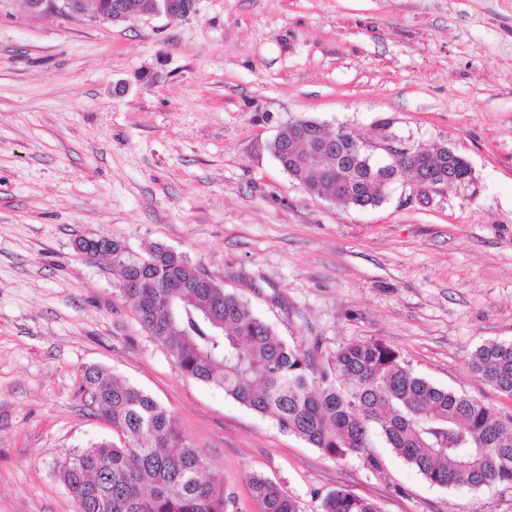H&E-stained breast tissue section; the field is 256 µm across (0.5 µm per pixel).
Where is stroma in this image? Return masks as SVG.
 <instances>
[{"label":"stroma","instance_id":"stroma-1","mask_svg":"<svg viewBox=\"0 0 512 512\" xmlns=\"http://www.w3.org/2000/svg\"><path fill=\"white\" fill-rule=\"evenodd\" d=\"M300 119L448 148L472 178L336 206L274 155ZM82 238L167 246L288 344L378 338L512 414L469 367L512 343V0H196L112 25L0 0V512H76L59 466L113 436L82 390L94 366L171 412L239 512L253 474L300 512L339 487L380 512H512V486L431 484L377 436L381 471L331 458L185 377Z\"/></svg>","mask_w":512,"mask_h":512}]
</instances>
